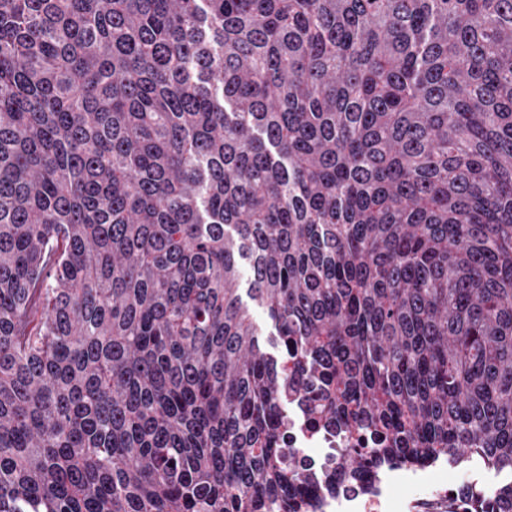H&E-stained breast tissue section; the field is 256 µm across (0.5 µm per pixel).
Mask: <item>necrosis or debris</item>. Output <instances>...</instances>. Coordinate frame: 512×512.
Segmentation results:
<instances>
[{"label": "necrosis or debris", "instance_id": "4bbe7bcc", "mask_svg": "<svg viewBox=\"0 0 512 512\" xmlns=\"http://www.w3.org/2000/svg\"><path fill=\"white\" fill-rule=\"evenodd\" d=\"M343 445L305 406H289L288 446L317 477L305 497L315 512H468V500L446 478L444 461L418 468L372 466L360 484L337 486L336 457Z\"/></svg>", "mask_w": 512, "mask_h": 512}]
</instances>
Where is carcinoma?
I'll return each mask as SVG.
<instances>
[{
	"label": "carcinoma",
	"instance_id": "cac0c4a2",
	"mask_svg": "<svg viewBox=\"0 0 512 512\" xmlns=\"http://www.w3.org/2000/svg\"><path fill=\"white\" fill-rule=\"evenodd\" d=\"M292 399L512 471V0H0V512H299Z\"/></svg>",
	"mask_w": 512,
	"mask_h": 512
}]
</instances>
